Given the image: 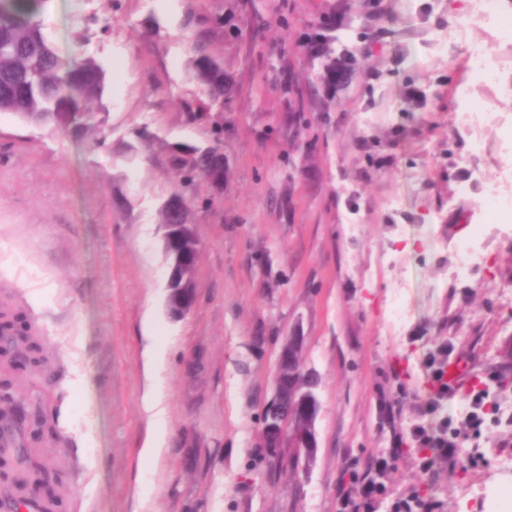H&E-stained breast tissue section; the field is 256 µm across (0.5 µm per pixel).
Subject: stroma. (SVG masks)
<instances>
[{"mask_svg":"<svg viewBox=\"0 0 512 512\" xmlns=\"http://www.w3.org/2000/svg\"><path fill=\"white\" fill-rule=\"evenodd\" d=\"M492 4L495 31L468 24V0H235L229 14L224 0H48L57 50L106 71L90 127L59 132L0 112V309L43 348L40 367L0 380L48 421L27 442L65 479L56 512H338L353 458L462 419L463 392L442 412L421 410L427 361L444 343L494 393L463 447L481 461L425 473L404 454L393 488H425L440 512H490L483 492L503 480L492 452L512 441V420L496 413L512 388L489 379L512 354V210L459 188L512 164V0ZM218 14L236 30L214 44L236 87L224 188L197 181L213 202L195 213L197 300L175 319L159 224L178 181L167 154L211 139L179 106L202 94L184 21ZM326 14L364 32L336 47L352 79L319 89L296 122L294 95L269 70L303 84ZM473 42L500 57L495 84L470 69ZM465 108L484 112L478 131L459 122ZM474 242L486 261L458 274L457 252ZM297 333L320 381L317 447L308 474L272 478L259 419ZM149 388L167 433L154 459L142 455Z\"/></svg>","mask_w":512,"mask_h":512,"instance_id":"stroma-1","label":"stroma"}]
</instances>
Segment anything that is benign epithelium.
<instances>
[{
	"mask_svg": "<svg viewBox=\"0 0 512 512\" xmlns=\"http://www.w3.org/2000/svg\"><path fill=\"white\" fill-rule=\"evenodd\" d=\"M175 235L163 236V248L175 253L176 264L169 278L175 288L169 302V312L175 318L185 316L197 297L195 271L198 241L193 225H179ZM301 337L291 336L279 354L274 375V394L268 403L270 420L262 423V447H270L287 459L293 469L308 474L317 447L315 421L319 403L314 393L317 380L306 372L300 357Z\"/></svg>",
	"mask_w": 512,
	"mask_h": 512,
	"instance_id": "benign-epithelium-1",
	"label": "benign epithelium"
}]
</instances>
